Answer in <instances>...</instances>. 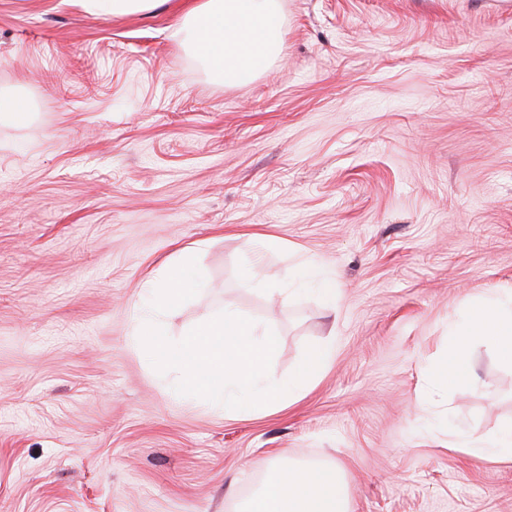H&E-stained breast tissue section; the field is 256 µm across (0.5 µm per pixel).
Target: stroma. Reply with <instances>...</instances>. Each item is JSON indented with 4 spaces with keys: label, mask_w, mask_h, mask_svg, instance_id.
<instances>
[{
    "label": "stroma",
    "mask_w": 512,
    "mask_h": 512,
    "mask_svg": "<svg viewBox=\"0 0 512 512\" xmlns=\"http://www.w3.org/2000/svg\"><path fill=\"white\" fill-rule=\"evenodd\" d=\"M190 2L0 0V92L32 106L0 119V512H238L280 456L342 464L349 512H512V463L447 448L512 423V366L478 341L472 383L427 377L455 309L512 289V0H280L281 53L234 87L174 38ZM196 242L165 329L273 323L280 380L335 340L299 402L177 404L132 346ZM308 262L335 302L270 297ZM78 4L91 15H108L122 18L148 13L155 9L161 0H79Z\"/></svg>",
    "instance_id": "35a3bbf8"
}]
</instances>
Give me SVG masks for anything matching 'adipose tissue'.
<instances>
[{
    "mask_svg": "<svg viewBox=\"0 0 512 512\" xmlns=\"http://www.w3.org/2000/svg\"><path fill=\"white\" fill-rule=\"evenodd\" d=\"M215 81L243 85L267 73L284 43V18L278 0H193L176 31ZM314 294L336 299V280L315 264L296 266L283 297ZM493 346L512 365V290L461 306L448 327L445 355L430 370L434 388L467 384L472 339ZM455 449L482 461L512 462V425L489 435L459 434ZM241 512H348L344 472L338 466H275Z\"/></svg>",
    "mask_w": 512,
    "mask_h": 512,
    "instance_id": "ef3b65f1",
    "label": "adipose tissue"
}]
</instances>
